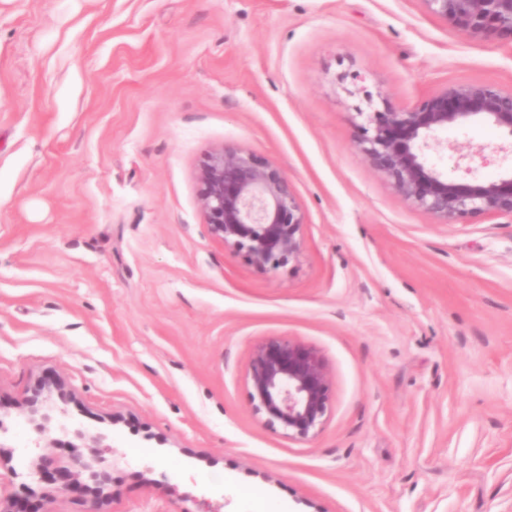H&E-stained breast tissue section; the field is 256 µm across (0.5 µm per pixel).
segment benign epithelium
<instances>
[{"label":"benign epithelium","mask_w":512,"mask_h":512,"mask_svg":"<svg viewBox=\"0 0 512 512\" xmlns=\"http://www.w3.org/2000/svg\"><path fill=\"white\" fill-rule=\"evenodd\" d=\"M428 14L474 39L512 45V0H421ZM485 119L512 137V91L474 83L447 86L403 111L388 107L367 115L357 146L375 170L416 207L444 224H471L487 215L512 217V173L462 182L429 163L426 150L435 134ZM201 209L211 234L245 254L260 269H277L301 247L302 216L288 175L253 152L220 149L199 171ZM250 403L263 423L306 439L324 424L330 410L328 376L319 353L289 339L259 344L248 363ZM67 392L60 382L36 387L28 398V421L36 433L55 416L66 415ZM114 461L98 448L78 451L52 466L33 460L27 476L62 491L89 494L87 512L107 496ZM0 512H42L36 489L22 491Z\"/></svg>","instance_id":"benign-epithelium-1"}]
</instances>
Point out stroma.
Returning <instances> with one entry per match:
<instances>
[{"label":"stroma","mask_w":512,"mask_h":512,"mask_svg":"<svg viewBox=\"0 0 512 512\" xmlns=\"http://www.w3.org/2000/svg\"><path fill=\"white\" fill-rule=\"evenodd\" d=\"M466 83L512 90V47L421 0H0V467L26 473V401L60 381L43 453L100 437L101 512H512V218L439 223L356 145L366 98ZM446 139L444 169L512 171L486 120ZM222 148L288 175L286 266L210 233ZM273 338L323 360L313 437L252 410Z\"/></svg>","instance_id":"1"}]
</instances>
